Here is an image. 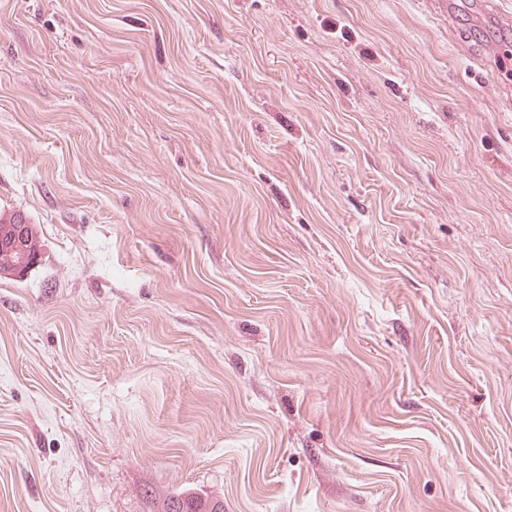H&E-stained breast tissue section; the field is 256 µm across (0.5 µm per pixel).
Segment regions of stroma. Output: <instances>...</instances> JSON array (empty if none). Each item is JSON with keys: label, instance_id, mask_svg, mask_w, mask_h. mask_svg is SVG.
<instances>
[{"label": "stroma", "instance_id": "1", "mask_svg": "<svg viewBox=\"0 0 512 512\" xmlns=\"http://www.w3.org/2000/svg\"><path fill=\"white\" fill-rule=\"evenodd\" d=\"M0 0V512H512V0ZM12 230L6 234L3 241H1V226H0V248L2 245H5L7 248H11V253L16 257V266L22 267L20 272V277L25 278L28 273L35 268L40 260L41 255H37L34 260L28 258L27 252L23 250L24 244L26 243L27 236L29 234L28 230L30 228V222L27 217L23 213H16L14 215V220L11 221ZM31 240V243L27 246L29 253L36 254L37 250L40 249L42 252L43 245L41 244L40 238L38 236V232L35 229V226L32 227L31 237L28 236L27 241ZM13 246V248H12ZM29 263L28 265H26ZM158 512H224V501L217 497H201L189 491H180L168 496Z\"/></svg>", "mask_w": 512, "mask_h": 512}]
</instances>
